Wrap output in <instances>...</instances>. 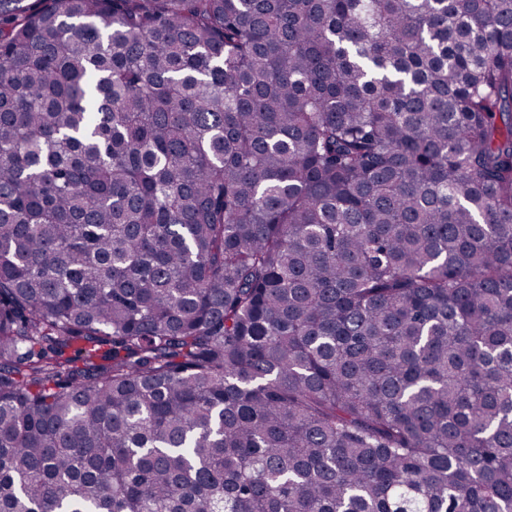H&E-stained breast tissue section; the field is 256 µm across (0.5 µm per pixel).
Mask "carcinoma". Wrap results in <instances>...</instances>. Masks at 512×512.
Here are the masks:
<instances>
[{
    "instance_id": "cac0c4a2",
    "label": "carcinoma",
    "mask_w": 512,
    "mask_h": 512,
    "mask_svg": "<svg viewBox=\"0 0 512 512\" xmlns=\"http://www.w3.org/2000/svg\"><path fill=\"white\" fill-rule=\"evenodd\" d=\"M0 512H512V0H0Z\"/></svg>"
}]
</instances>
